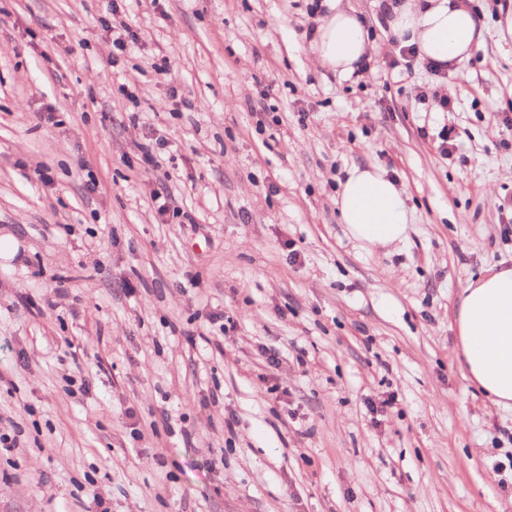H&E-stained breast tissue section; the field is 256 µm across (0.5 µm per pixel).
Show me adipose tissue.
<instances>
[{
  "label": "adipose tissue",
  "instance_id": "obj_1",
  "mask_svg": "<svg viewBox=\"0 0 512 512\" xmlns=\"http://www.w3.org/2000/svg\"><path fill=\"white\" fill-rule=\"evenodd\" d=\"M386 22L420 57L457 66L484 39L467 0H404ZM371 42L353 9L331 4L311 50L318 62L342 76L358 68ZM339 219L351 238L370 248L402 242L408 210L402 192L376 167H351L336 196ZM457 359L470 385L504 409H512V268L494 266L463 291L455 313Z\"/></svg>",
  "mask_w": 512,
  "mask_h": 512
}]
</instances>
